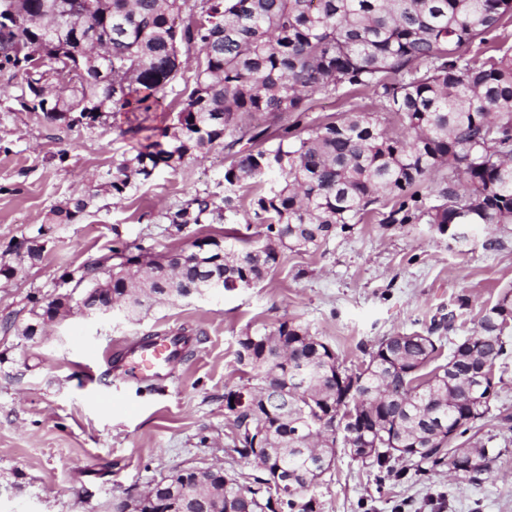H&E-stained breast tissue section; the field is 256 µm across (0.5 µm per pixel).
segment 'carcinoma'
I'll use <instances>...</instances> for the list:
<instances>
[{
    "label": "carcinoma",
    "mask_w": 512,
    "mask_h": 512,
    "mask_svg": "<svg viewBox=\"0 0 512 512\" xmlns=\"http://www.w3.org/2000/svg\"><path fill=\"white\" fill-rule=\"evenodd\" d=\"M0 0V73L21 76L14 101L68 127L103 123L107 112H155L195 48L193 83L177 122L160 138L125 152L100 174V190L121 201L159 169L216 147L232 161L224 196H196L163 218L177 233L196 224H232L249 208L262 243L226 249L211 235L194 256L150 257L128 247L100 279L104 261L84 267L73 290L112 294L135 314L157 299L256 285L284 250L320 248L336 229L380 205L383 224L426 221L512 224V46L480 65L463 48L512 16V0ZM94 30L107 57L90 61L77 29ZM368 91L410 137L378 119L346 113L306 123L315 93ZM295 115L288 123V114ZM89 198L51 209L56 224L85 213ZM448 311L425 331L384 337L357 364L308 329L284 319L238 340L248 384L224 394L232 417L229 455L258 459L251 485L202 472L185 490L178 469L129 497L132 512H315L308 496L330 472L337 449L363 446L357 462L380 482L400 461L446 465L472 482L502 449L482 439L451 442L474 428L496 397L495 372L483 387L471 373L506 354L512 289L483 310L475 335L443 350ZM356 428L334 429L348 413ZM288 475V493L270 486Z\"/></svg>",
    "instance_id": "carcinoma-1"
}]
</instances>
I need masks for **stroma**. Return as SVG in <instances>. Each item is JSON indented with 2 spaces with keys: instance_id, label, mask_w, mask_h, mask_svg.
<instances>
[{
  "instance_id": "1",
  "label": "stroma",
  "mask_w": 512,
  "mask_h": 512,
  "mask_svg": "<svg viewBox=\"0 0 512 512\" xmlns=\"http://www.w3.org/2000/svg\"><path fill=\"white\" fill-rule=\"evenodd\" d=\"M193 76V68L182 70L149 119L115 112L106 124L70 128L18 111L19 81L0 74V263L20 269L15 278L0 277V512H113L114 504L180 468L218 465L250 474L249 461L225 451L224 395L247 382L236 360L240 336L287 318L357 363L382 337L422 330L448 309L456 314L455 338L472 335L482 309L512 287V224L487 226L484 236L460 246L435 225L383 224L370 215L319 250L284 251L256 286L166 300L130 319L75 315L25 335L33 299L60 293L64 276H79L116 242L159 257L190 251L201 235L223 237L220 224L177 233L162 218L195 196L222 195L230 159L219 147L158 171L122 205L103 194L73 223L51 221L53 205L87 193L93 174L137 146L129 128L172 126ZM311 107L308 118L316 123L356 111L396 135L407 133L363 91L318 94ZM488 236L502 247L485 248ZM31 239L46 243L33 265L23 260ZM156 333L192 339L156 391L113 381L87 367L77 349L82 342L103 350ZM496 376L498 395L477 426L501 454L480 485L456 480L444 467L379 485L342 454L315 490L316 512H512V353Z\"/></svg>"
}]
</instances>
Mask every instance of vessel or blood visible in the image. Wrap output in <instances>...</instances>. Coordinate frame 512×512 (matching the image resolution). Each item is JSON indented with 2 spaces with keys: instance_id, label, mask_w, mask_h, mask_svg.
I'll use <instances>...</instances> for the list:
<instances>
[{
  "instance_id": "obj_1",
  "label": "vessel or blood",
  "mask_w": 512,
  "mask_h": 512,
  "mask_svg": "<svg viewBox=\"0 0 512 512\" xmlns=\"http://www.w3.org/2000/svg\"><path fill=\"white\" fill-rule=\"evenodd\" d=\"M186 348L185 340L173 336H142L120 347L110 369L131 383L160 384L170 378Z\"/></svg>"
}]
</instances>
